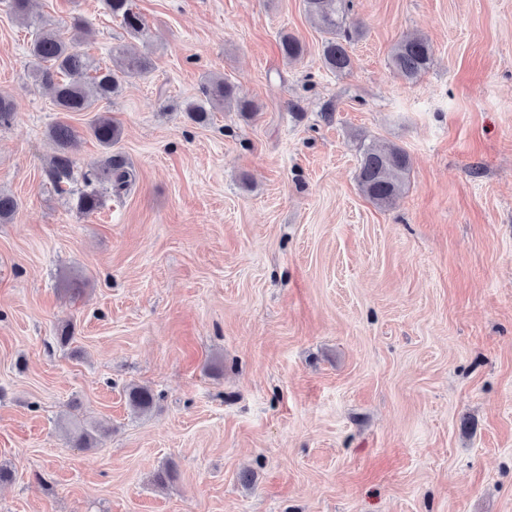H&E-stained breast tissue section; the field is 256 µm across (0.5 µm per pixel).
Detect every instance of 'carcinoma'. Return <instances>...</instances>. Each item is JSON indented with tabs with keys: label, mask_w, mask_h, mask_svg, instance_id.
I'll list each match as a JSON object with an SVG mask.
<instances>
[{
	"label": "carcinoma",
	"mask_w": 512,
	"mask_h": 512,
	"mask_svg": "<svg viewBox=\"0 0 512 512\" xmlns=\"http://www.w3.org/2000/svg\"><path fill=\"white\" fill-rule=\"evenodd\" d=\"M349 0H304L307 13L325 33L322 44L324 66L331 72L344 73L351 69L352 59L348 50L361 35L359 28L347 26ZM109 14L120 20L131 35L140 34L145 20L134 10L132 0H106ZM281 51L290 61L304 53L301 42L291 34L280 38ZM32 74L36 83L50 91L55 105L63 112H91L100 103H108L118 96L123 83L151 69V62L125 46L112 48V65L101 67L89 54L81 51L76 43L65 40L55 29L43 26L37 29L30 45ZM430 43L419 35L403 37L393 48L391 65L406 81L412 82L425 73L432 64ZM204 99L186 104L184 112L192 121L205 124L210 113L226 107H235L239 114L252 118L260 112L253 100L239 95L237 87L222 78L212 80L203 89ZM90 132L97 142L109 149L119 141L120 124L114 119L99 115L92 120ZM50 136L58 152L53 157L49 177L54 189L65 192L73 172L70 148L77 139L76 131L58 123L51 127ZM357 174L358 183L365 195L376 205L388 207L402 192L410 167L407 152L399 147L362 144ZM107 185L116 197L125 194L132 184V174L124 157L113 155L103 167L90 171L86 176V190L77 199L79 211L91 215L101 207L98 186ZM17 200L0 193V223L11 219L17 209ZM128 403L135 411L146 412L154 404V394L146 387L132 386L127 391Z\"/></svg>",
	"instance_id": "carcinoma-1"
}]
</instances>
